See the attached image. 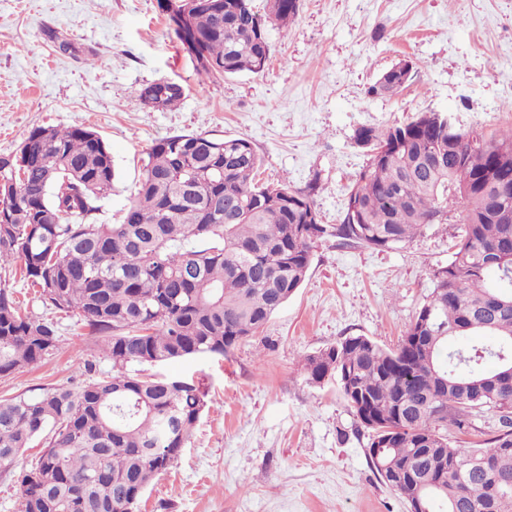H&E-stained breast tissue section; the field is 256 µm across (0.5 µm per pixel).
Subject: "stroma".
<instances>
[{
  "label": "stroma",
  "mask_w": 512,
  "mask_h": 512,
  "mask_svg": "<svg viewBox=\"0 0 512 512\" xmlns=\"http://www.w3.org/2000/svg\"><path fill=\"white\" fill-rule=\"evenodd\" d=\"M70 44L61 50L60 41ZM268 70L205 80L177 42L158 0H0V157L36 127H85L109 145L116 177L97 223L117 224L134 200L146 153L176 134L250 139L261 178L299 188L318 180V218L340 223L367 162L353 137L416 113H452L487 135L512 126V0H301L270 32ZM403 91L367 89L399 60ZM185 89L167 111L146 108L144 85ZM456 224H432L393 249L315 243L297 293L262 332L228 356L153 367L204 380L207 406L178 461L135 512H407L368 465V433L334 383L308 384L303 360L344 337L395 346L451 260ZM21 310L53 318L52 357L0 377V398L47 384L83 386L111 361L75 312L46 309L14 265L0 264ZM93 364L84 373L78 359Z\"/></svg>",
  "instance_id": "stroma-1"
}]
</instances>
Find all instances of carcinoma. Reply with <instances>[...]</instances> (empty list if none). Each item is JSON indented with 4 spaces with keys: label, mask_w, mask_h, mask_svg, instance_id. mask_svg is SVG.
Returning <instances> with one entry per match:
<instances>
[{
    "label": "carcinoma",
    "mask_w": 512,
    "mask_h": 512,
    "mask_svg": "<svg viewBox=\"0 0 512 512\" xmlns=\"http://www.w3.org/2000/svg\"><path fill=\"white\" fill-rule=\"evenodd\" d=\"M173 30L209 80L261 74L269 25L284 28L300 0H190ZM409 71L391 68L367 94L394 97ZM185 95L174 81L138 91ZM368 160L348 192L341 223L321 224L319 185L259 179L262 159L245 137L179 134L147 152L136 198L120 224H96L112 192L110 148L97 132L31 130L0 197V262L12 258L42 303L78 313L112 361L79 389L47 385L0 400V469L42 449L18 476L21 512H130L180 457L205 410L203 383L143 377L127 367L226 356L254 337L303 285L312 244L389 249L429 224H459L453 257L400 342L367 336L304 359L306 380H332L368 430L370 466L427 512H512V485L495 487L484 461L512 474V128L488 141L448 131L444 115L419 112L385 130L361 127ZM57 324L20 314L0 286V377L58 350ZM484 413L499 427L482 446L448 442Z\"/></svg>",
    "instance_id": "obj_1"
}]
</instances>
